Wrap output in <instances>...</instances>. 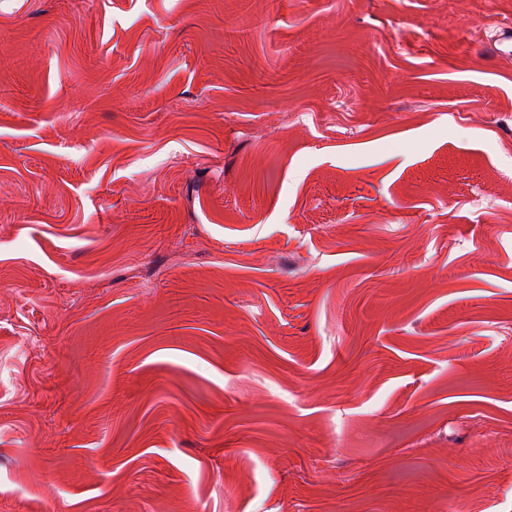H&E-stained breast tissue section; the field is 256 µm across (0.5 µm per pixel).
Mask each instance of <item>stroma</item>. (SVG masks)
Listing matches in <instances>:
<instances>
[{"label":"stroma","mask_w":512,"mask_h":512,"mask_svg":"<svg viewBox=\"0 0 512 512\" xmlns=\"http://www.w3.org/2000/svg\"><path fill=\"white\" fill-rule=\"evenodd\" d=\"M512 0H0V512H512Z\"/></svg>","instance_id":"1"}]
</instances>
